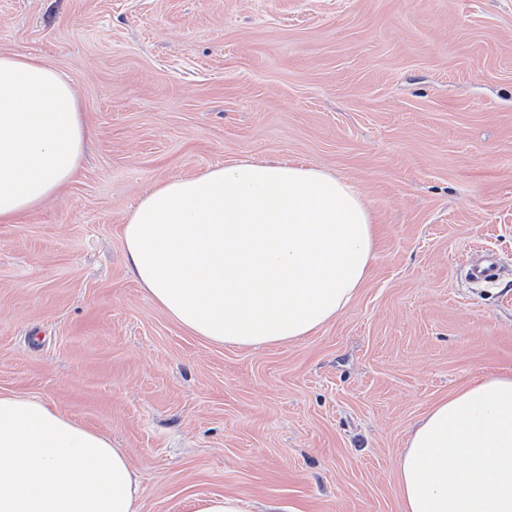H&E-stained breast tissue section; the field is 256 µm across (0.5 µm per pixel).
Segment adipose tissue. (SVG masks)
<instances>
[{"label": "adipose tissue", "mask_w": 512, "mask_h": 512, "mask_svg": "<svg viewBox=\"0 0 512 512\" xmlns=\"http://www.w3.org/2000/svg\"><path fill=\"white\" fill-rule=\"evenodd\" d=\"M89 130L49 63L0 52V223L78 173ZM127 264L163 312L207 342L257 348L310 335L351 302L375 246L348 179L234 158L173 177L123 226ZM403 512H512V375L435 402L397 462ZM0 512H142L138 474L111 438L48 403L0 393Z\"/></svg>", "instance_id": "ef3b65f1"}]
</instances>
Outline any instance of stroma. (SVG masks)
Returning a JSON list of instances; mask_svg holds the SVG:
<instances>
[{
    "label": "stroma",
    "mask_w": 512,
    "mask_h": 512,
    "mask_svg": "<svg viewBox=\"0 0 512 512\" xmlns=\"http://www.w3.org/2000/svg\"><path fill=\"white\" fill-rule=\"evenodd\" d=\"M0 52L72 81L90 134L0 224V392L110 435L143 512H403L414 424L512 374V0H0ZM238 157L347 178L374 221L346 308L259 349L168 318L122 243L145 193ZM486 248L496 280L469 281ZM191 512H245L244 502L234 496L224 494L209 495L191 501Z\"/></svg>",
    "instance_id": "obj_1"
}]
</instances>
